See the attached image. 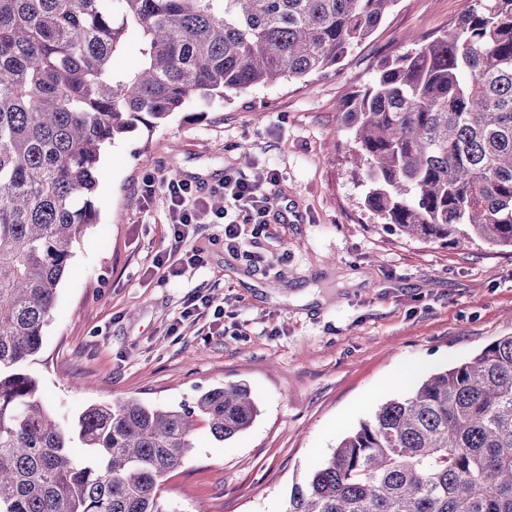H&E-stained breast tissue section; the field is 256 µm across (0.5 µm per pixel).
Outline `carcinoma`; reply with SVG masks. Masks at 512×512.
<instances>
[{"mask_svg":"<svg viewBox=\"0 0 512 512\" xmlns=\"http://www.w3.org/2000/svg\"><path fill=\"white\" fill-rule=\"evenodd\" d=\"M396 2L0 0V512H167L160 486L196 431L225 441L250 426L244 384L65 421L26 365L96 221L106 144L193 99L334 67ZM131 39L140 59L116 74ZM344 122L381 223L512 248V0H474L448 32L381 60ZM285 512H512V335L383 403Z\"/></svg>","mask_w":512,"mask_h":512,"instance_id":"1","label":"carcinoma"}]
</instances>
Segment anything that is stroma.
Masks as SVG:
<instances>
[{"instance_id":"1","label":"stroma","mask_w":512,"mask_h":512,"mask_svg":"<svg viewBox=\"0 0 512 512\" xmlns=\"http://www.w3.org/2000/svg\"><path fill=\"white\" fill-rule=\"evenodd\" d=\"M471 3L398 0L325 73L196 99L108 144L96 222L73 248L29 368L69 420L124 397L178 406L216 386L250 388L259 415L224 442L197 435L161 486L167 512H284L292 486L350 428L410 393L395 382L402 366L422 378L512 335V250L380 223L341 121L380 59L445 33ZM228 171L258 183L275 173L268 222L260 233L243 225L235 250L223 225H192L184 246L202 262L184 267L169 202L160 190L143 199V180H184L207 197ZM196 295L209 307L183 319Z\"/></svg>"}]
</instances>
